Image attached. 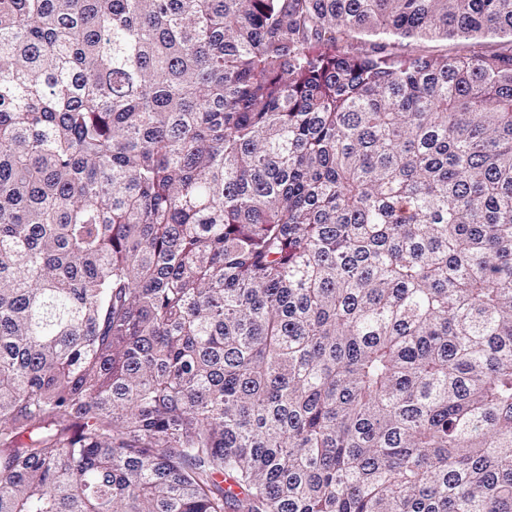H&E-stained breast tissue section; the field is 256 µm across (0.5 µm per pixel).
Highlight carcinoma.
Masks as SVG:
<instances>
[{
    "mask_svg": "<svg viewBox=\"0 0 512 512\" xmlns=\"http://www.w3.org/2000/svg\"><path fill=\"white\" fill-rule=\"evenodd\" d=\"M0 512H512V0H0ZM400 47L405 51L426 50L442 54L447 53L448 56H454L467 50L465 45L453 41L418 42L405 40Z\"/></svg>",
    "mask_w": 512,
    "mask_h": 512,
    "instance_id": "carcinoma-1",
    "label": "carcinoma"
}]
</instances>
